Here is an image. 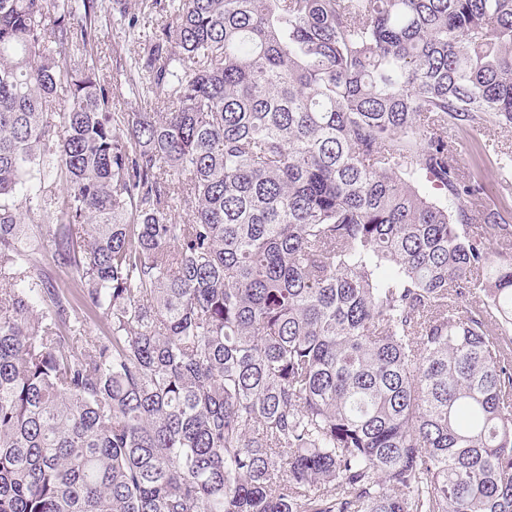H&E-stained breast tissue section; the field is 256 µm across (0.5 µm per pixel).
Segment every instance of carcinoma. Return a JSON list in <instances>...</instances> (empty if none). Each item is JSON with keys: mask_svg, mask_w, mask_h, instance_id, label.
<instances>
[{"mask_svg": "<svg viewBox=\"0 0 512 512\" xmlns=\"http://www.w3.org/2000/svg\"><path fill=\"white\" fill-rule=\"evenodd\" d=\"M96 2L0 0V512H512V0H169L140 112ZM448 133L460 145L457 159L462 170L481 180L485 186V194L478 208L498 211L512 225V192L501 191L499 188L502 176L512 177V165L502 167L501 164L503 159L512 156V125L487 122L478 130L470 127L455 128L448 130ZM484 144L487 149H491L493 144L501 153H498V157L491 150L484 153L481 149Z\"/></svg>", "mask_w": 512, "mask_h": 512, "instance_id": "1", "label": "carcinoma"}]
</instances>
